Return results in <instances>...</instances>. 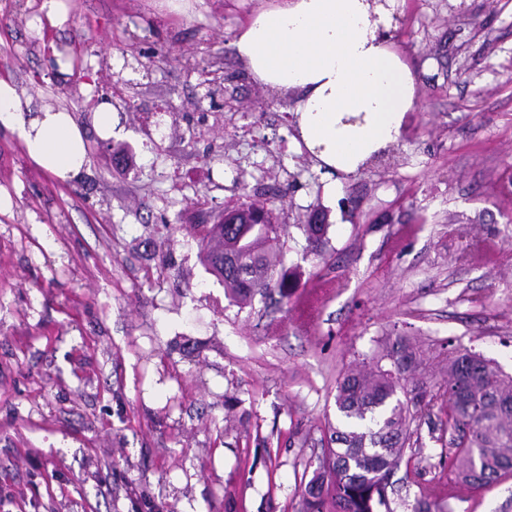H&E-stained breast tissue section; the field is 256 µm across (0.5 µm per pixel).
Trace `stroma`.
Returning <instances> with one entry per match:
<instances>
[{
    "label": "stroma",
    "instance_id": "35a3bbf8",
    "mask_svg": "<svg viewBox=\"0 0 512 512\" xmlns=\"http://www.w3.org/2000/svg\"><path fill=\"white\" fill-rule=\"evenodd\" d=\"M65 2L55 25L0 0V79L27 111L69 110L90 158L62 182L0 129V512H300L343 369L405 337L414 386L443 385L454 350L512 375V0H401L415 109L351 175L244 73L231 33L255 0ZM243 203L285 227L291 292L262 311L225 296L192 231ZM444 422L421 424L393 512L428 485L440 512H512V473L475 488L442 463ZM116 121V112L108 102H100L93 109V123L96 130L103 136L112 135V127Z\"/></svg>",
    "mask_w": 512,
    "mask_h": 512
}]
</instances>
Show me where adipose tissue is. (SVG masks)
Instances as JSON below:
<instances>
[{
  "instance_id": "obj_1",
  "label": "adipose tissue",
  "mask_w": 512,
  "mask_h": 512,
  "mask_svg": "<svg viewBox=\"0 0 512 512\" xmlns=\"http://www.w3.org/2000/svg\"><path fill=\"white\" fill-rule=\"evenodd\" d=\"M397 0H261L232 41L252 81L294 100L299 137L320 166L347 174L398 140L416 78L390 42ZM0 127L59 180L89 164L72 114L51 106L25 116L16 87L0 80Z\"/></svg>"
}]
</instances>
